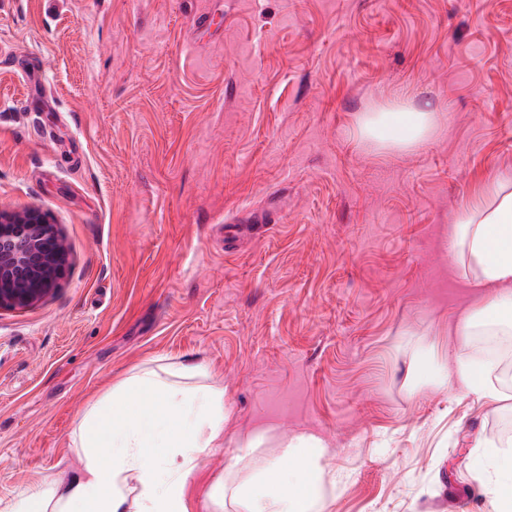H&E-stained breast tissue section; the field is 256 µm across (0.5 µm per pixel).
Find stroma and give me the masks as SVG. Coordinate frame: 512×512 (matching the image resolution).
<instances>
[{
    "label": "stroma",
    "mask_w": 512,
    "mask_h": 512,
    "mask_svg": "<svg viewBox=\"0 0 512 512\" xmlns=\"http://www.w3.org/2000/svg\"><path fill=\"white\" fill-rule=\"evenodd\" d=\"M215 15L217 28H197ZM454 113L425 147L359 142L398 88ZM512 177V0H0V208L48 211L70 267L0 310V500L73 472L84 409L132 367L201 363L224 445L274 426L329 444L326 512H490L494 403L421 384L481 308L445 249Z\"/></svg>",
    "instance_id": "stroma-1"
}]
</instances>
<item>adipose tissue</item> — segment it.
<instances>
[{
  "label": "adipose tissue",
  "mask_w": 512,
  "mask_h": 512,
  "mask_svg": "<svg viewBox=\"0 0 512 512\" xmlns=\"http://www.w3.org/2000/svg\"><path fill=\"white\" fill-rule=\"evenodd\" d=\"M439 119L429 103L408 92L360 113L361 139L389 152L417 149L436 138ZM450 249L462 275L488 289L482 310L462 316L455 334L468 341L512 315V178H490L456 217ZM464 393L493 402L501 393L495 368L455 355ZM224 386L199 363H161L131 372L87 407L72 434L81 467L74 476L43 478L0 512H190L187 484L200 460L224 443ZM251 477L216 480L207 494L209 512H325L321 467L327 451L313 435L251 433L237 442Z\"/></svg>",
  "instance_id": "adipose-tissue-1"
}]
</instances>
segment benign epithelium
I'll return each instance as SVG.
<instances>
[{
  "mask_svg": "<svg viewBox=\"0 0 512 512\" xmlns=\"http://www.w3.org/2000/svg\"><path fill=\"white\" fill-rule=\"evenodd\" d=\"M69 264L65 237L47 212L0 209V310L25 309L45 300Z\"/></svg>",
  "mask_w": 512,
  "mask_h": 512,
  "instance_id": "benign-epithelium-1",
  "label": "benign epithelium"
}]
</instances>
